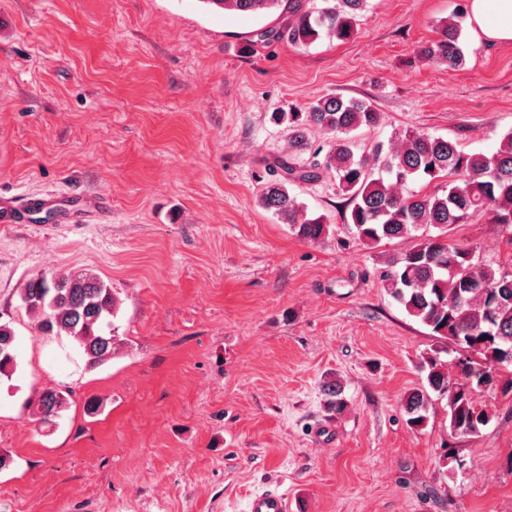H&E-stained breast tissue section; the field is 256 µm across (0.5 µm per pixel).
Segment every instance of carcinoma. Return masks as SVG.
I'll return each mask as SVG.
<instances>
[{"label":"carcinoma","mask_w":512,"mask_h":512,"mask_svg":"<svg viewBox=\"0 0 512 512\" xmlns=\"http://www.w3.org/2000/svg\"><path fill=\"white\" fill-rule=\"evenodd\" d=\"M214 10L244 15L261 14L281 5L282 0H200ZM367 0H323L322 7H306L303 0H288L292 20L285 31L267 30L263 36L287 37L294 46L316 41L322 32L346 40ZM459 13L441 22L438 37L419 47L418 57L434 66L456 69L465 63L460 45ZM330 136L323 163L294 168L280 160L281 178L269 183L260 205L306 241H316L328 231L325 217L311 218L288 184L311 182L320 169L336 173V185L351 204L347 223L358 240L378 245L384 240L408 236L431 226L448 232L452 224H465L481 214L492 222L512 226V131L490 154L469 153L457 143L407 130L388 142L377 141L360 149L350 133L374 127L379 112L369 102L356 98L323 96L309 112L288 113L293 142L304 140L303 122ZM421 176L447 179L431 193L407 189ZM468 247L451 245L442 235L427 234L389 263L381 274L382 287L409 315L417 318L449 348L458 346L468 354L457 358V370L449 372L440 359L442 350L423 358L428 388L411 392L404 409L407 423L421 425L427 418L430 393L448 397L451 432L460 437L480 433L489 422L488 412L477 403L479 393L512 392V379L500 383L499 372L512 367V272L496 273L479 267ZM22 300L38 318L45 333L69 337L91 367L111 359L120 345L113 317L117 302L109 288L88 270H73L32 280ZM16 368L14 333L0 324V379L11 378ZM327 408L338 414L346 407L342 388H325ZM66 397L48 390L32 405V416L49 422L61 416Z\"/></svg>","instance_id":"carcinoma-1"}]
</instances>
